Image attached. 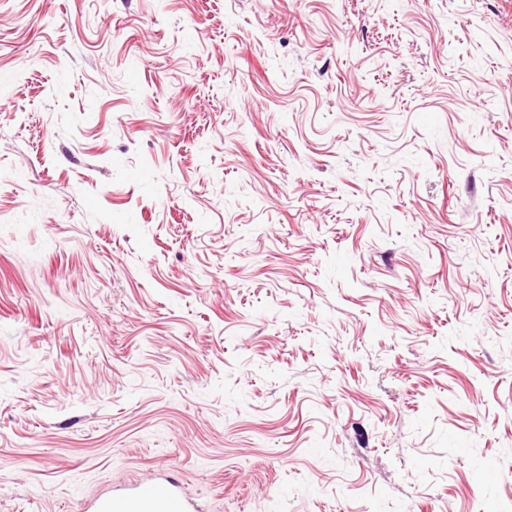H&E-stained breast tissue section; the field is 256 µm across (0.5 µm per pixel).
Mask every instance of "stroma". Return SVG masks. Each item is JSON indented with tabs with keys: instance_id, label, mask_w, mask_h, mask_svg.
Wrapping results in <instances>:
<instances>
[{
	"instance_id": "35a3bbf8",
	"label": "stroma",
	"mask_w": 512,
	"mask_h": 512,
	"mask_svg": "<svg viewBox=\"0 0 512 512\" xmlns=\"http://www.w3.org/2000/svg\"><path fill=\"white\" fill-rule=\"evenodd\" d=\"M512 512V0H0V512ZM187 503L174 482L150 477L137 481L127 493L99 497L95 512H186Z\"/></svg>"
}]
</instances>
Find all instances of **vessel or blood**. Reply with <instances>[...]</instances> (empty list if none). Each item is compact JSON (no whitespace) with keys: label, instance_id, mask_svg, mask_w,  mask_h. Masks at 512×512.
<instances>
[{"label":"vessel or blood","instance_id":"1","mask_svg":"<svg viewBox=\"0 0 512 512\" xmlns=\"http://www.w3.org/2000/svg\"><path fill=\"white\" fill-rule=\"evenodd\" d=\"M95 512H187V504L174 482L150 477L137 481L127 493L96 499Z\"/></svg>","mask_w":512,"mask_h":512}]
</instances>
